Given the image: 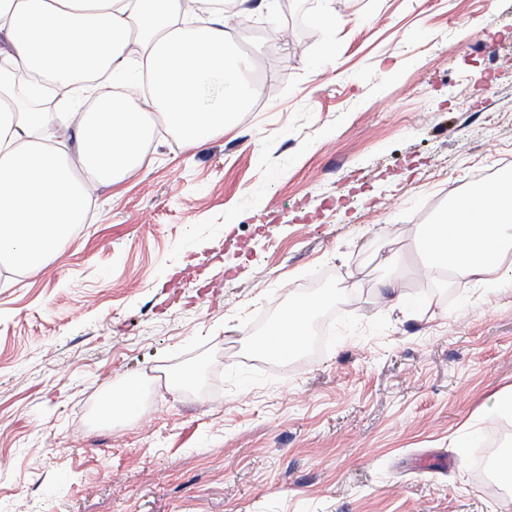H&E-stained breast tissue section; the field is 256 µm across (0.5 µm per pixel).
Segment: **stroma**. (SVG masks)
<instances>
[{
  "label": "stroma",
  "instance_id": "obj_1",
  "mask_svg": "<svg viewBox=\"0 0 512 512\" xmlns=\"http://www.w3.org/2000/svg\"><path fill=\"white\" fill-rule=\"evenodd\" d=\"M289 20H228L261 108L195 148L156 125L43 270L0 267V512H512L474 447L512 390V252L499 285L438 288L418 250L449 196L512 171V0H313L267 38ZM321 273L327 344L260 353ZM129 384L132 420L75 432Z\"/></svg>",
  "mask_w": 512,
  "mask_h": 512
}]
</instances>
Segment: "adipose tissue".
Segmentation results:
<instances>
[{
    "instance_id": "adipose-tissue-1",
    "label": "adipose tissue",
    "mask_w": 512,
    "mask_h": 512,
    "mask_svg": "<svg viewBox=\"0 0 512 512\" xmlns=\"http://www.w3.org/2000/svg\"><path fill=\"white\" fill-rule=\"evenodd\" d=\"M194 0H0V266L42 270L52 252L84 223L93 190L141 170L156 123L188 146L223 133L250 102L255 60L239 52L224 10L189 28ZM145 56L149 93L114 92L132 65L131 44ZM31 75L24 92L44 100L63 90L54 109L25 111L13 74ZM74 139L66 151V139ZM426 273L453 272L479 284L500 277L512 250V175L449 197L422 227ZM320 305L291 304L265 337L270 356L298 352Z\"/></svg>"
}]
</instances>
